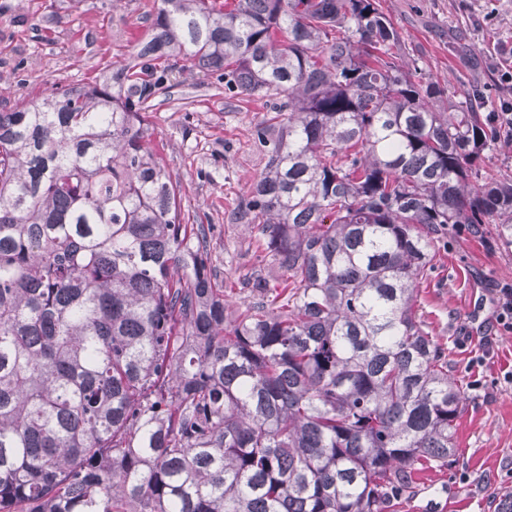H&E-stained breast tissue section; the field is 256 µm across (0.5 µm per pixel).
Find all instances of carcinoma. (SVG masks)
<instances>
[{
    "mask_svg": "<svg viewBox=\"0 0 512 512\" xmlns=\"http://www.w3.org/2000/svg\"><path fill=\"white\" fill-rule=\"evenodd\" d=\"M156 0L133 61L0 110V512H390L467 400L417 319L432 251L512 224L379 0ZM265 100L229 311L151 113L185 65ZM287 275L277 291V273Z\"/></svg>",
    "mask_w": 512,
    "mask_h": 512,
    "instance_id": "1",
    "label": "carcinoma"
}]
</instances>
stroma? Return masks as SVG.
Wrapping results in <instances>:
<instances>
[{"label":"stroma","instance_id":"35a3bbf8","mask_svg":"<svg viewBox=\"0 0 512 512\" xmlns=\"http://www.w3.org/2000/svg\"><path fill=\"white\" fill-rule=\"evenodd\" d=\"M407 58L451 95L512 101V0H380ZM154 0H0V96L27 102L80 87L131 58L149 31ZM263 102L226 96L212 77L180 75L151 121L184 212L211 227L208 263L232 288L258 267L262 243L232 214L265 158L251 130ZM417 288L418 315L448 349V370L467 401L455 431L452 469L428 470L394 512H498L512 492V332L493 326L496 289L512 282V243L497 225L484 236L452 233L436 246Z\"/></svg>","mask_w":512,"mask_h":512}]
</instances>
